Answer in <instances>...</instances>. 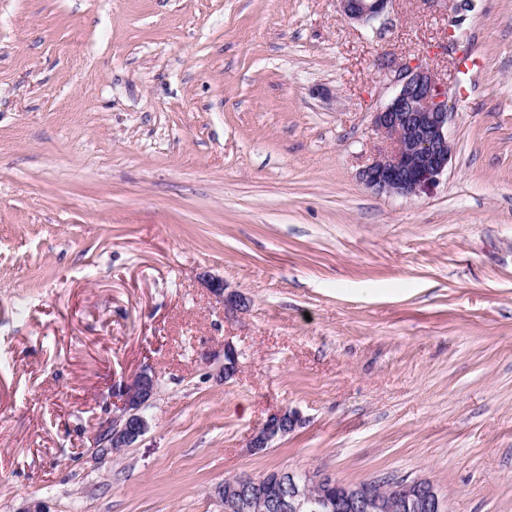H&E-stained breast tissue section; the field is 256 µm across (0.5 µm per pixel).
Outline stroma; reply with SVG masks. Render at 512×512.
Listing matches in <instances>:
<instances>
[{
	"label": "stroma",
	"instance_id": "35a3bbf8",
	"mask_svg": "<svg viewBox=\"0 0 512 512\" xmlns=\"http://www.w3.org/2000/svg\"><path fill=\"white\" fill-rule=\"evenodd\" d=\"M387 59L454 104L448 171L408 198L359 177ZM146 366L151 428L101 459ZM288 469L512 512V0L373 28L336 0H0V512H221L216 485ZM210 292L224 305L227 312H238L244 310L247 301L238 291L228 288L223 279H211L209 284ZM241 352L230 342L224 343L222 363L218 375L224 382L235 378L240 370ZM303 424L304 419L296 409L273 411L252 435L248 447L252 451H262L269 448L273 441L293 433Z\"/></svg>",
	"mask_w": 512,
	"mask_h": 512
}]
</instances>
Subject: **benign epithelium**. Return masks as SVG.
<instances>
[{"label":"benign epithelium","instance_id":"1","mask_svg":"<svg viewBox=\"0 0 512 512\" xmlns=\"http://www.w3.org/2000/svg\"><path fill=\"white\" fill-rule=\"evenodd\" d=\"M391 0H337L341 15L367 24L386 15ZM386 85L392 89L388 102L373 112L372 123L385 148L359 172L366 186L378 194L411 196L422 186L437 181L448 171L451 144L448 122L452 115L446 88L428 64L414 60L402 64L381 63ZM210 292L227 312L246 307V298L213 279ZM241 352L224 343L218 375L229 381L238 375ZM158 392L153 370L140 369L119 391V413L103 419L94 446L103 456L132 447L150 428L146 413ZM304 419L296 409L276 410L252 435L248 447L262 451L271 443L300 428ZM379 480L344 483L320 470H278L256 480L242 475L229 485L213 489L224 512H446L444 498L426 478L389 479L388 491L377 490Z\"/></svg>","mask_w":512,"mask_h":512}]
</instances>
